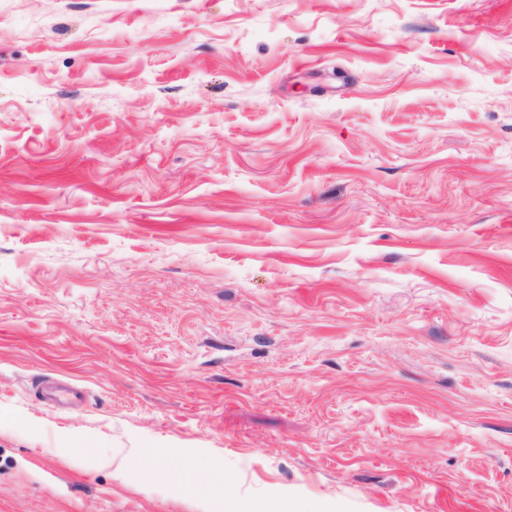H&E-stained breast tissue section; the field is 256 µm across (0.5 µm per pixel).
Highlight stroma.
I'll list each match as a JSON object with an SVG mask.
<instances>
[{
  "instance_id": "obj_1",
  "label": "stroma",
  "mask_w": 512,
  "mask_h": 512,
  "mask_svg": "<svg viewBox=\"0 0 512 512\" xmlns=\"http://www.w3.org/2000/svg\"><path fill=\"white\" fill-rule=\"evenodd\" d=\"M288 499L512 512V0H0V512Z\"/></svg>"
}]
</instances>
